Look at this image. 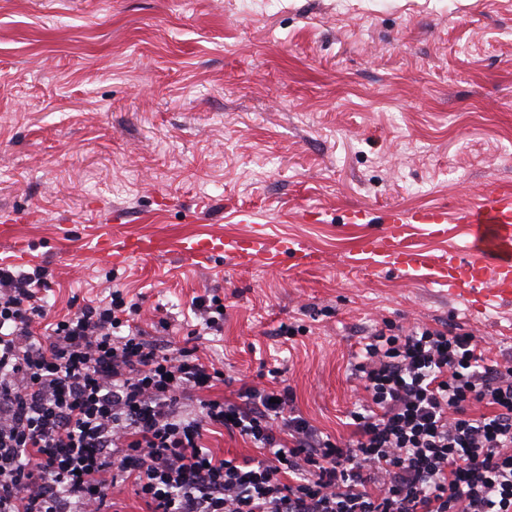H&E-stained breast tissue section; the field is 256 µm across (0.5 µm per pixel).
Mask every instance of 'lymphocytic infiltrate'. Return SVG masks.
Instances as JSON below:
<instances>
[{
  "label": "lymphocytic infiltrate",
  "mask_w": 512,
  "mask_h": 512,
  "mask_svg": "<svg viewBox=\"0 0 512 512\" xmlns=\"http://www.w3.org/2000/svg\"><path fill=\"white\" fill-rule=\"evenodd\" d=\"M45 285L0 266V512H113L125 486L146 512H512V357L463 329L375 327L343 443L289 389L209 397L223 373L145 340L121 291L48 321ZM211 427L260 458L218 456Z\"/></svg>",
  "instance_id": "1"
}]
</instances>
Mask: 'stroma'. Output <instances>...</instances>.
Returning <instances> with one entry per match:
<instances>
[{
  "label": "stroma",
  "mask_w": 512,
  "mask_h": 512,
  "mask_svg": "<svg viewBox=\"0 0 512 512\" xmlns=\"http://www.w3.org/2000/svg\"><path fill=\"white\" fill-rule=\"evenodd\" d=\"M489 187L512 189V0H0V264L43 269L56 318L122 291L149 340L193 341L223 371L213 396L289 388L347 442L350 365L378 324L512 355V301L473 313L348 263L386 208L456 214ZM244 211L315 263L117 264L96 246L246 235ZM213 296L221 330L191 336Z\"/></svg>",
  "instance_id": "obj_1"
}]
</instances>
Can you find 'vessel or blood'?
Listing matches in <instances>:
<instances>
[{
    "mask_svg": "<svg viewBox=\"0 0 512 512\" xmlns=\"http://www.w3.org/2000/svg\"><path fill=\"white\" fill-rule=\"evenodd\" d=\"M464 220L479 228L484 245L493 253L492 261L484 263L456 250L434 260L421 250L404 246L405 228L410 224L425 226L428 234L436 238L447 236L448 209L434 206L386 210V229L373 236L364 247V262L370 265L375 259H382L405 276L430 270L432 284L447 287L449 295L465 297L471 310L476 312L485 311L498 302L512 301V192L484 193L466 210ZM181 250L195 259L222 254L242 264L263 261L273 266L288 251L296 256L300 265L312 261L304 243L271 241L262 228L246 237L191 238L182 243Z\"/></svg>",
    "mask_w": 512,
    "mask_h": 512,
    "instance_id": "b4317fda",
    "label": "vessel or blood"
}]
</instances>
